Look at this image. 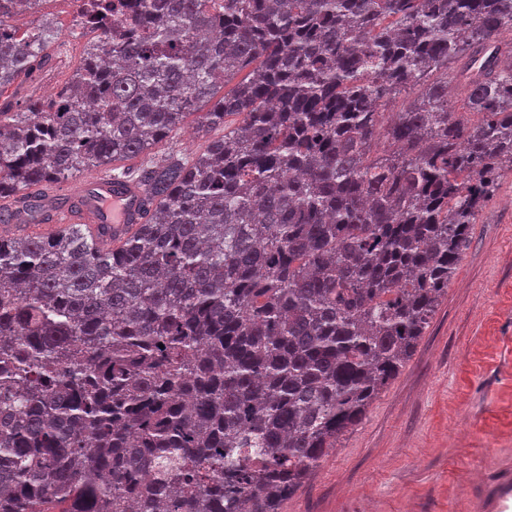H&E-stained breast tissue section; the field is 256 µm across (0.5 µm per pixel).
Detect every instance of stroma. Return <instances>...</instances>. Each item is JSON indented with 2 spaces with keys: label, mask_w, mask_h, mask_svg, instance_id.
<instances>
[{
  "label": "stroma",
  "mask_w": 512,
  "mask_h": 512,
  "mask_svg": "<svg viewBox=\"0 0 512 512\" xmlns=\"http://www.w3.org/2000/svg\"><path fill=\"white\" fill-rule=\"evenodd\" d=\"M52 21V66L18 78L0 105L53 98L98 39L79 31L68 0H42L12 18L26 31ZM194 117L152 148L192 156L222 137ZM512 479V173L471 225L448 290L411 358L367 416L344 434L282 512H481Z\"/></svg>",
  "instance_id": "stroma-1"
}]
</instances>
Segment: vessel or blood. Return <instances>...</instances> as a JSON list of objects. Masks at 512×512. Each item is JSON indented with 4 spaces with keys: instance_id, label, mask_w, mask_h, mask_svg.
Listing matches in <instances>:
<instances>
[{
    "instance_id": "1",
    "label": "vessel or blood",
    "mask_w": 512,
    "mask_h": 512,
    "mask_svg": "<svg viewBox=\"0 0 512 512\" xmlns=\"http://www.w3.org/2000/svg\"><path fill=\"white\" fill-rule=\"evenodd\" d=\"M97 194L94 200L83 206L81 212L66 209L52 217L54 227H61L78 221L85 222L90 229H97L98 212H105L115 233H122L129 224L140 221L141 193L138 189L112 184L108 176H101L95 182Z\"/></svg>"
}]
</instances>
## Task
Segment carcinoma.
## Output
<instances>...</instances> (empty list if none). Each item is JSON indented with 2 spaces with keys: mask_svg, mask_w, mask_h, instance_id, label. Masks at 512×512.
<instances>
[{
  "mask_svg": "<svg viewBox=\"0 0 512 512\" xmlns=\"http://www.w3.org/2000/svg\"><path fill=\"white\" fill-rule=\"evenodd\" d=\"M39 3L0 0V88L49 58L54 29L9 24ZM120 8L134 37L0 108V224L49 223L91 168L144 195L108 247L81 223L0 235V512H282L512 173V0ZM189 115L224 136L151 155Z\"/></svg>",
  "mask_w": 512,
  "mask_h": 512,
  "instance_id": "1",
  "label": "carcinoma"
}]
</instances>
